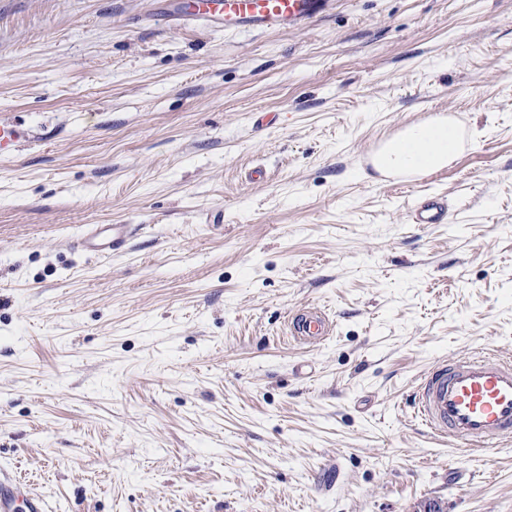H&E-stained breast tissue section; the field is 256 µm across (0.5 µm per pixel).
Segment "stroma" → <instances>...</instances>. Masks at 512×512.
Returning a JSON list of instances; mask_svg holds the SVG:
<instances>
[{
    "label": "stroma",
    "instance_id": "1",
    "mask_svg": "<svg viewBox=\"0 0 512 512\" xmlns=\"http://www.w3.org/2000/svg\"><path fill=\"white\" fill-rule=\"evenodd\" d=\"M158 8L0 0V468L50 512H512V442L459 454L409 407L443 359L512 358V0ZM434 113L470 141L431 180L360 169ZM426 194L447 223L410 222ZM92 224L140 230L101 257ZM191 15L201 21H224V27L299 29L321 15L332 0H191ZM25 138L26 132L20 125L0 123V158L10 157ZM330 331L329 317L317 307L305 308L289 318V335L301 343L319 345L329 337Z\"/></svg>",
    "mask_w": 512,
    "mask_h": 512
}]
</instances>
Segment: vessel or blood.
Segmentation results:
<instances>
[{
    "mask_svg": "<svg viewBox=\"0 0 512 512\" xmlns=\"http://www.w3.org/2000/svg\"><path fill=\"white\" fill-rule=\"evenodd\" d=\"M329 0H193L192 16L205 22H224L233 28L291 30L321 15ZM20 125L0 123V158L10 157L25 140ZM409 151L402 139L379 142L361 155L365 169L382 171L387 150ZM415 224H444L448 202L428 197L410 211ZM134 231L130 224H100L87 229L79 241L87 252L121 254ZM331 322L324 311L305 308L289 318L292 339L310 345L325 341ZM414 417L436 438L466 452L481 453L492 445L512 441V360L491 353L454 357L436 363L421 375L413 389Z\"/></svg>",
    "mask_w": 512,
    "mask_h": 512,
    "instance_id": "obj_1",
    "label": "vessel or blood"
}]
</instances>
